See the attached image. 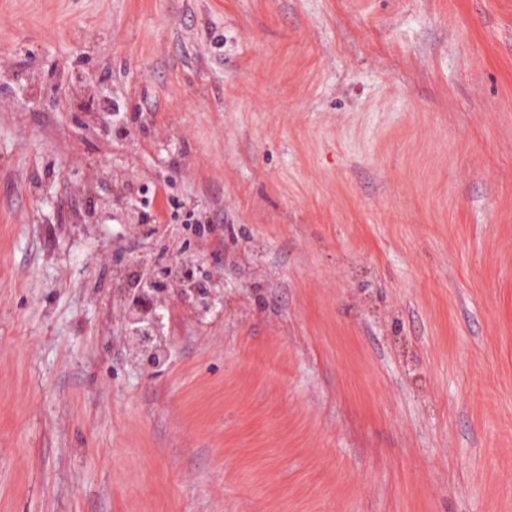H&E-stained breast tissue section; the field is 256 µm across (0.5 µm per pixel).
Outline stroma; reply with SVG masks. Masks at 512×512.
I'll list each match as a JSON object with an SVG mask.
<instances>
[{"label":"stroma","instance_id":"35a3bbf8","mask_svg":"<svg viewBox=\"0 0 512 512\" xmlns=\"http://www.w3.org/2000/svg\"><path fill=\"white\" fill-rule=\"evenodd\" d=\"M0 512H512V0H0ZM100 187L104 190V195L98 198L101 209L112 210V206H124L125 198L122 190H127L131 194L135 191L133 181L129 179L125 172L115 169L112 166V179L110 182H101ZM202 264V258H185L181 253L164 268L139 260L120 263L117 301L133 326L131 342L146 369L155 370L168 359V353L155 344L160 307L177 301L194 315L204 316L222 304L215 283L201 275Z\"/></svg>","mask_w":512,"mask_h":512}]
</instances>
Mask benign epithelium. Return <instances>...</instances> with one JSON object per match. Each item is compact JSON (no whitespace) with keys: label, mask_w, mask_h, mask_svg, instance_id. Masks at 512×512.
I'll list each match as a JSON object with an SVG mask.
<instances>
[{"label":"benign epithelium","mask_w":512,"mask_h":512,"mask_svg":"<svg viewBox=\"0 0 512 512\" xmlns=\"http://www.w3.org/2000/svg\"><path fill=\"white\" fill-rule=\"evenodd\" d=\"M100 187L104 195L98 198L99 207L109 210L125 205L123 191H135L133 181L119 169L113 170L111 181L100 183ZM202 264L203 259L185 258L180 253L164 268L139 260L120 263L118 302L127 323L133 326L131 342L145 368L155 370L168 359V353L155 344L160 307L177 301L191 313L204 316L220 302L215 283L201 275Z\"/></svg>","instance_id":"1"}]
</instances>
